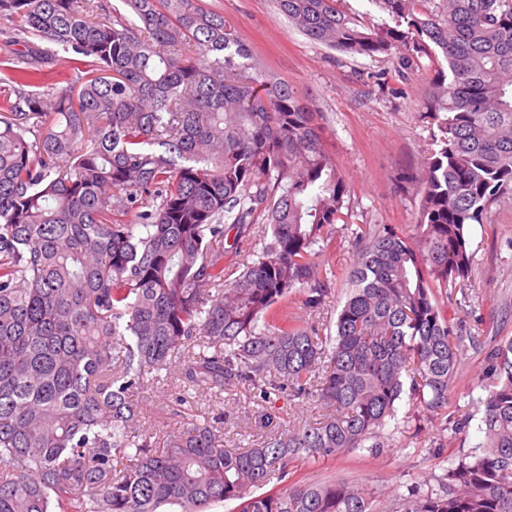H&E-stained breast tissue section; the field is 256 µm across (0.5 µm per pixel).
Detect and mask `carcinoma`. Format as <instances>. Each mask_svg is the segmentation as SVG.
Segmentation results:
<instances>
[{"label":"carcinoma","instance_id":"carcinoma-1","mask_svg":"<svg viewBox=\"0 0 512 512\" xmlns=\"http://www.w3.org/2000/svg\"><path fill=\"white\" fill-rule=\"evenodd\" d=\"M274 0L314 43L350 57L437 63L423 101L431 149L414 224H349L350 187L298 90L262 68L201 0H0L23 45L0 65V512H512V341L486 352L484 442L436 491L378 509L367 486L297 481L288 466L380 437L403 395L451 437L463 345L439 298L466 287L468 227L512 200V0ZM78 67L46 79L59 53ZM138 211V223L125 217ZM350 233L336 335L317 313ZM266 240L225 282L232 238ZM178 366L197 391L287 392L332 413L224 447L193 422L150 448L135 427L146 375Z\"/></svg>","mask_w":512,"mask_h":512}]
</instances>
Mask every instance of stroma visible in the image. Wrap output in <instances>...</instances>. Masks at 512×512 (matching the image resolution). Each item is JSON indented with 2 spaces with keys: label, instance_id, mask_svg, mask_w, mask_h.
I'll return each mask as SVG.
<instances>
[{
  "label": "stroma",
  "instance_id": "35a3bbf8",
  "mask_svg": "<svg viewBox=\"0 0 512 512\" xmlns=\"http://www.w3.org/2000/svg\"><path fill=\"white\" fill-rule=\"evenodd\" d=\"M224 17L260 58L266 71L287 82L322 112V145L351 190L352 224H397L415 219L419 197L400 177L417 171L430 150V130L422 119L426 80L435 64L421 58L410 79L398 77L392 62L368 56L339 58L336 51L311 42L279 14L273 0H203ZM335 250L322 254L336 284L321 310L324 323L336 321L346 299L345 273L352 250L345 230H337ZM474 263L465 301L447 300L462 337L476 336L480 347L465 346L449 397L451 406L476 413L486 394L485 352L512 340V203L493 207L486 223L471 227ZM175 384L146 377L137 398L143 413L137 423L152 447H163L168 435L184 430L189 418L224 419L226 447L259 442L263 414H275L283 426L315 424L327 413L323 404L287 395L260 405L247 387L220 395L189 391L176 404ZM398 425L383 431L384 446L358 448L335 460L309 462L271 479L274 489L296 481L344 480L361 483L376 500L393 492L437 487L450 459L470 454L482 442L478 422L466 435L449 440L439 421L409 398L397 405Z\"/></svg>",
  "mask_w": 512,
  "mask_h": 512
}]
</instances>
